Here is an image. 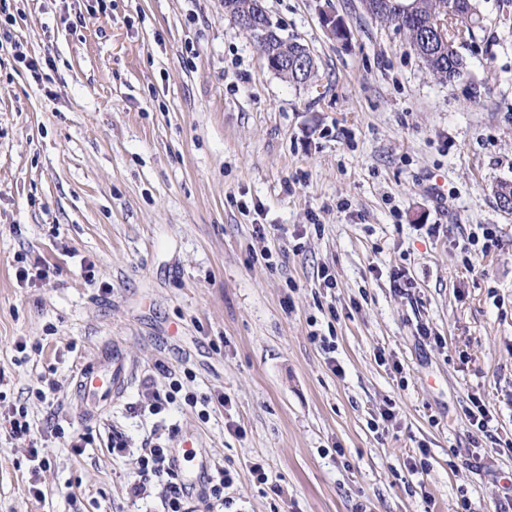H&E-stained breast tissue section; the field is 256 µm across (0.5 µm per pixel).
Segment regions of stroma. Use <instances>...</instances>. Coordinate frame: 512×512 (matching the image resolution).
I'll return each mask as SVG.
<instances>
[{
  "label": "stroma",
  "mask_w": 512,
  "mask_h": 512,
  "mask_svg": "<svg viewBox=\"0 0 512 512\" xmlns=\"http://www.w3.org/2000/svg\"><path fill=\"white\" fill-rule=\"evenodd\" d=\"M265 4L313 84L269 70L222 0H7L0 512H164L161 486L127 494L158 426L231 471L230 512L512 504V0H479L447 83L361 0ZM112 347L137 377L85 419L75 374ZM174 378L153 413L144 381Z\"/></svg>",
  "instance_id": "35a3bbf8"
}]
</instances>
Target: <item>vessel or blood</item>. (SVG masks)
Returning <instances> with one entry per match:
<instances>
[{
    "label": "vessel or blood",
    "instance_id": "obj_1",
    "mask_svg": "<svg viewBox=\"0 0 512 512\" xmlns=\"http://www.w3.org/2000/svg\"><path fill=\"white\" fill-rule=\"evenodd\" d=\"M137 368L121 351L101 352L95 363L81 367L76 373V395L83 416L94 419L121 399L136 378ZM174 467L190 470L192 481L208 472L209 463L191 440H183L176 450Z\"/></svg>",
    "mask_w": 512,
    "mask_h": 512
}]
</instances>
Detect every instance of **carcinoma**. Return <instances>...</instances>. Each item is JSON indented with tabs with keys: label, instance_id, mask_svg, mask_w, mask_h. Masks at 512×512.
I'll use <instances>...</instances> for the list:
<instances>
[{
	"label": "carcinoma",
	"instance_id": "obj_1",
	"mask_svg": "<svg viewBox=\"0 0 512 512\" xmlns=\"http://www.w3.org/2000/svg\"><path fill=\"white\" fill-rule=\"evenodd\" d=\"M403 0H384L382 7L370 12V16L382 22L394 24L404 35L409 45L422 58L428 72L442 82H451L462 76L465 63L456 47V41L427 44L424 28L417 23L402 21L397 5ZM417 4L418 15L427 20L448 17L452 27H462L466 37L474 35L480 22L475 0H413ZM253 0H224V15L234 22L250 9Z\"/></svg>",
	"mask_w": 512,
	"mask_h": 512
}]
</instances>
